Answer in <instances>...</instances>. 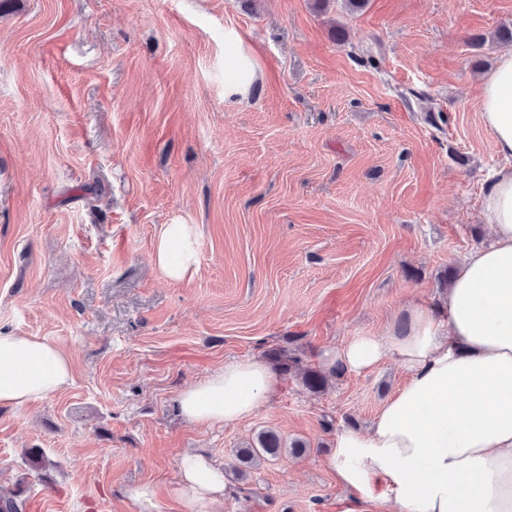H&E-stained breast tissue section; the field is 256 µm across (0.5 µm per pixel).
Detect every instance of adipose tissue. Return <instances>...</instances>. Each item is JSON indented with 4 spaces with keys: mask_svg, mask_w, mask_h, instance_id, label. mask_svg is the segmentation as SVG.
<instances>
[{
    "mask_svg": "<svg viewBox=\"0 0 512 512\" xmlns=\"http://www.w3.org/2000/svg\"><path fill=\"white\" fill-rule=\"evenodd\" d=\"M478 109L502 160L482 199L490 243L459 261L439 311L415 308L404 329L319 355L328 371L360 373L388 359L407 371L372 427L339 430L327 458L347 490L367 498L384 483L398 512H512V52L482 78ZM153 260L169 280L190 277L194 226L162 225ZM71 380L58 346L0 332V405L41 401ZM276 391L263 361L232 359L179 404L188 422L212 427L250 418ZM177 491L186 512H218L229 486L220 467L187 451Z\"/></svg>",
    "mask_w": 512,
    "mask_h": 512,
    "instance_id": "ef3b65f1",
    "label": "adipose tissue"
}]
</instances>
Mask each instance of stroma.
<instances>
[{
  "instance_id": "1",
  "label": "stroma",
  "mask_w": 512,
  "mask_h": 512,
  "mask_svg": "<svg viewBox=\"0 0 512 512\" xmlns=\"http://www.w3.org/2000/svg\"><path fill=\"white\" fill-rule=\"evenodd\" d=\"M512 0H6L0 6V331L48 340L72 382L0 405V485L25 512H182L186 450L224 470L263 430L301 439L233 482L221 512H337L326 458L408 375L387 360L327 390L293 375L213 428L181 391L235 358L319 349L436 307L438 278L491 239L500 159L482 76L512 44ZM247 96L224 98L229 50ZM164 224L197 233L165 278ZM44 449L45 470L22 454ZM149 483L152 506L126 491ZM153 260L169 280L183 281L196 263V230L191 224H164L153 244Z\"/></svg>"
}]
</instances>
